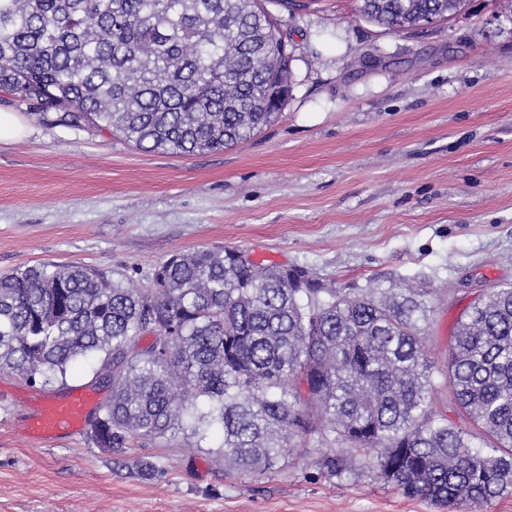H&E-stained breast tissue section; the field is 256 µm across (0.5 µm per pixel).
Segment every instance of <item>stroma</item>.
Here are the masks:
<instances>
[{"label":"stroma","mask_w":512,"mask_h":512,"mask_svg":"<svg viewBox=\"0 0 512 512\" xmlns=\"http://www.w3.org/2000/svg\"><path fill=\"white\" fill-rule=\"evenodd\" d=\"M301 2H264L289 36L292 92L232 149L145 153L0 105L26 128L0 141V273L70 263L142 288L172 254L248 249L351 292L428 291L424 346L443 372L471 299L512 282V0L396 32L358 0ZM77 388L111 395L81 364L45 387L0 372V512H468L405 497L369 451L331 477L312 442L287 469L236 478L206 448L24 436L34 401Z\"/></svg>","instance_id":"stroma-1"}]
</instances>
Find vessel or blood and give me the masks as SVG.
<instances>
[{"label": "vessel or blood", "instance_id": "vessel-or-blood-1", "mask_svg": "<svg viewBox=\"0 0 512 512\" xmlns=\"http://www.w3.org/2000/svg\"><path fill=\"white\" fill-rule=\"evenodd\" d=\"M92 404V397L79 390L62 398L46 399L30 416L26 433L40 441L71 435L81 427Z\"/></svg>", "mask_w": 512, "mask_h": 512}]
</instances>
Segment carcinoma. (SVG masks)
Segmentation results:
<instances>
[{
  "label": "carcinoma",
  "instance_id": "obj_1",
  "mask_svg": "<svg viewBox=\"0 0 512 512\" xmlns=\"http://www.w3.org/2000/svg\"><path fill=\"white\" fill-rule=\"evenodd\" d=\"M466 2L359 0L358 14L395 31ZM281 41L261 0H0V92L50 127L208 154L281 115ZM426 295L345 292L233 247L175 253L147 288L85 266L19 267L0 274V371L47 385L89 363L112 387L97 448H199L218 434L224 470L245 477L287 468L316 438L332 477L373 450L404 496L477 510L512 487V282L473 299L448 351L463 427L432 402Z\"/></svg>",
  "mask_w": 512,
  "mask_h": 512
}]
</instances>
